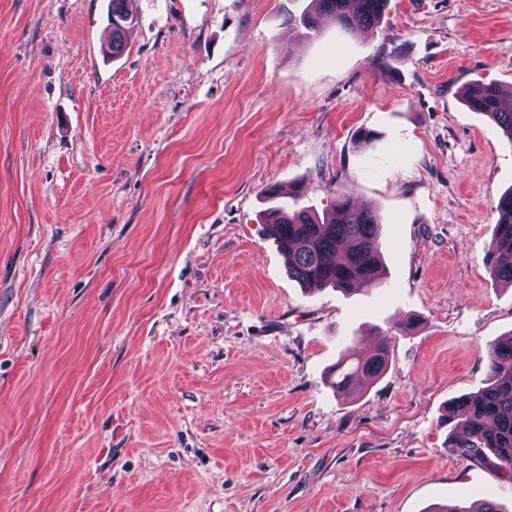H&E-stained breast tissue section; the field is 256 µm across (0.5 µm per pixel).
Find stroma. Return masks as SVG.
<instances>
[{
	"instance_id": "stroma-1",
	"label": "stroma",
	"mask_w": 512,
	"mask_h": 512,
	"mask_svg": "<svg viewBox=\"0 0 512 512\" xmlns=\"http://www.w3.org/2000/svg\"><path fill=\"white\" fill-rule=\"evenodd\" d=\"M310 5L130 0L114 58L109 0H0V512H512L446 417L512 336V147L462 103L512 89V0L288 32ZM271 188L375 204L384 285L305 292ZM383 337L384 376L336 392ZM498 214L489 250L492 275L512 284V189L503 193L495 207Z\"/></svg>"
}]
</instances>
